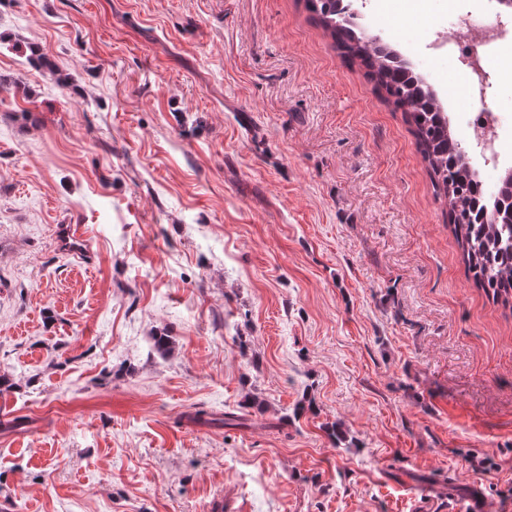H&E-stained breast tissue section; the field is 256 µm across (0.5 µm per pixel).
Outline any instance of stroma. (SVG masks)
Segmentation results:
<instances>
[{
  "label": "stroma",
  "instance_id": "obj_1",
  "mask_svg": "<svg viewBox=\"0 0 512 512\" xmlns=\"http://www.w3.org/2000/svg\"><path fill=\"white\" fill-rule=\"evenodd\" d=\"M367 3L495 191L512 45L488 50L494 162L428 45L512 14ZM0 77V512H467L475 487L512 512V300L305 0H0ZM86 237L83 224H62L58 228L57 240L59 249L71 255L83 256L80 242Z\"/></svg>",
  "mask_w": 512,
  "mask_h": 512
}]
</instances>
